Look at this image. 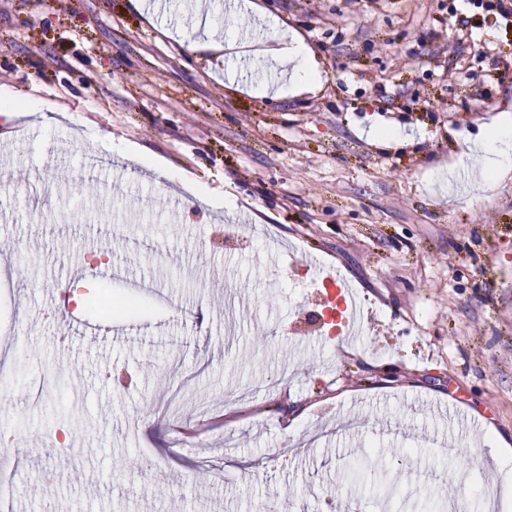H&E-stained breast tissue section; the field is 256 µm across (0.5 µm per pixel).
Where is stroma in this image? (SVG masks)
<instances>
[{
  "instance_id": "35a3bbf8",
  "label": "stroma",
  "mask_w": 512,
  "mask_h": 512,
  "mask_svg": "<svg viewBox=\"0 0 512 512\" xmlns=\"http://www.w3.org/2000/svg\"><path fill=\"white\" fill-rule=\"evenodd\" d=\"M246 2L221 17L229 40L193 46L182 8L0 0V85L62 114L0 115V184L19 190L0 207V472L26 468L11 512H512V163L486 180L472 152L512 118V19L471 0ZM275 21L321 88L259 94ZM308 253L363 300L355 342L304 325L324 295ZM74 266L147 309L91 334ZM448 404L473 431L433 413Z\"/></svg>"
}]
</instances>
